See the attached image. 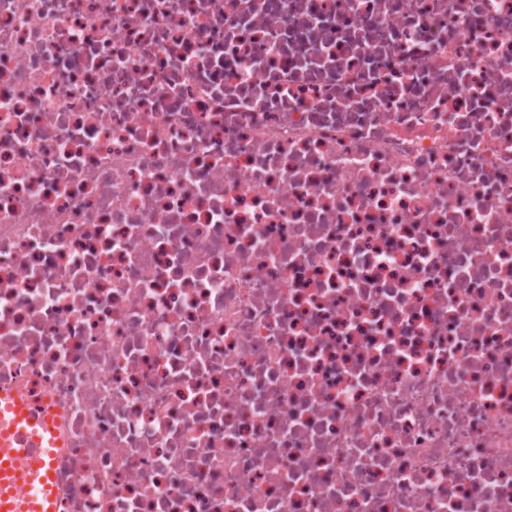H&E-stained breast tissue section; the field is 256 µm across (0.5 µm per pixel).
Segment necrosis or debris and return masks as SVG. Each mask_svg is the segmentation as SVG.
<instances>
[{"mask_svg":"<svg viewBox=\"0 0 512 512\" xmlns=\"http://www.w3.org/2000/svg\"><path fill=\"white\" fill-rule=\"evenodd\" d=\"M56 512H512V0H0V385Z\"/></svg>","mask_w":512,"mask_h":512,"instance_id":"obj_1","label":"necrosis or debris"}]
</instances>
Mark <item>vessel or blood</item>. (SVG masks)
I'll use <instances>...</instances> for the list:
<instances>
[{
  "mask_svg": "<svg viewBox=\"0 0 512 512\" xmlns=\"http://www.w3.org/2000/svg\"><path fill=\"white\" fill-rule=\"evenodd\" d=\"M61 445L48 412L0 387V512H55Z\"/></svg>",
  "mask_w": 512,
  "mask_h": 512,
  "instance_id": "obj_1",
  "label": "vessel or blood"
}]
</instances>
